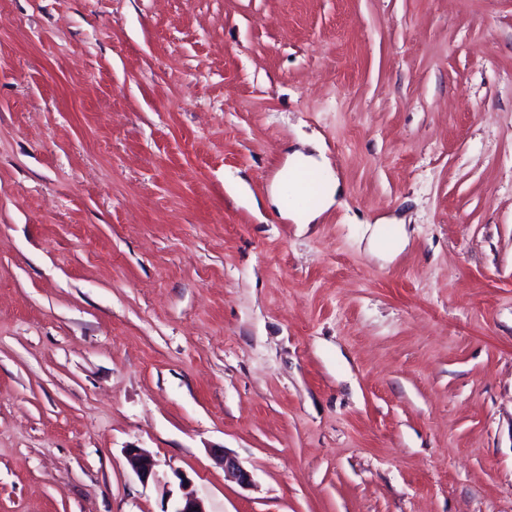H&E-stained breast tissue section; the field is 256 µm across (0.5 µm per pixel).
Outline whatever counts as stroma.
I'll list each match as a JSON object with an SVG mask.
<instances>
[{
  "instance_id": "1",
  "label": "stroma",
  "mask_w": 512,
  "mask_h": 512,
  "mask_svg": "<svg viewBox=\"0 0 512 512\" xmlns=\"http://www.w3.org/2000/svg\"><path fill=\"white\" fill-rule=\"evenodd\" d=\"M304 140L310 224L270 202ZM184 477L512 512V0H0V512ZM303 171H319L328 173V182L326 190L323 193L319 204L308 209L301 217L306 223L316 220L324 211L329 209L335 202L334 197L340 190V185L330 173V167L327 160L321 155L318 159L303 152L295 151L284 169L280 172L276 185L272 189L271 201L275 205H279L282 211V203H284L285 186L287 183L293 182ZM126 458L141 483L147 484L150 480H155V462L152 458L142 453L138 448H127Z\"/></svg>"
}]
</instances>
